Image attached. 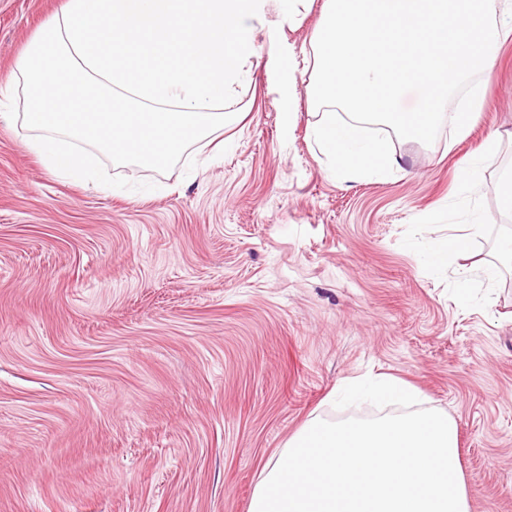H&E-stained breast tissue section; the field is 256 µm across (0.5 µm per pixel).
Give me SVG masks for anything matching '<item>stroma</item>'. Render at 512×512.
<instances>
[{"instance_id":"stroma-1","label":"stroma","mask_w":512,"mask_h":512,"mask_svg":"<svg viewBox=\"0 0 512 512\" xmlns=\"http://www.w3.org/2000/svg\"><path fill=\"white\" fill-rule=\"evenodd\" d=\"M65 2L0 0V84ZM324 10L289 29L269 5L209 145L166 173L106 163L152 191L50 170L0 116V512H249L310 420L379 415L331 399L379 374L455 420L470 512H512V270L481 268L512 228V33L464 137L392 138L399 170L340 179L305 94L284 117L274 78L276 44L309 48ZM478 153L469 215L454 204ZM475 217L468 253L432 271L428 246Z\"/></svg>"}]
</instances>
